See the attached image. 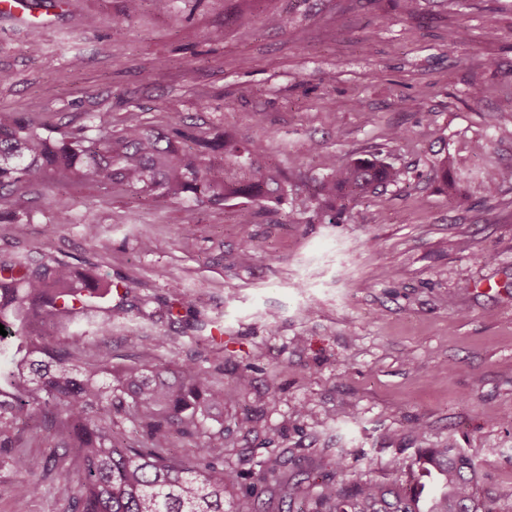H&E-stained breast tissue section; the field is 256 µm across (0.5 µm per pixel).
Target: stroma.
Segmentation results:
<instances>
[{"label":"stroma","instance_id":"stroma-1","mask_svg":"<svg viewBox=\"0 0 512 512\" xmlns=\"http://www.w3.org/2000/svg\"><path fill=\"white\" fill-rule=\"evenodd\" d=\"M28 3L40 48L28 25L0 22V111L59 132L162 128L179 112L194 138L264 143L259 165L284 180L247 226L242 199L218 209L95 184L35 191L28 223L0 222V256L89 262L130 288L103 338L113 366L192 360L231 385L226 498L255 491L284 512L337 463L383 480L418 449L456 448L479 497L512 512V183L481 184L512 165V0H421L412 17L399 0H144L132 17L123 0ZM376 158L397 182L336 223L317 216L330 161ZM78 331L79 363L95 362L103 339ZM243 371L249 387H233ZM27 453L43 489L17 498L23 474L1 464L0 512H67L52 444ZM274 457L280 483L259 482Z\"/></svg>","mask_w":512,"mask_h":512}]
</instances>
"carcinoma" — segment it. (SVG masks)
I'll use <instances>...</instances> for the list:
<instances>
[{
  "mask_svg": "<svg viewBox=\"0 0 512 512\" xmlns=\"http://www.w3.org/2000/svg\"><path fill=\"white\" fill-rule=\"evenodd\" d=\"M183 116L168 117L166 128L131 123L88 134L82 126L60 136L38 132L15 114L0 113V220L26 224L29 187L87 182L117 186L134 196L190 199L222 206L240 198L264 200L281 181L254 166L263 151L257 143L223 136L183 142ZM397 172L378 160L334 164L314 185L316 213L335 221L347 204L396 181ZM512 181V166L489 171V192ZM112 301V281L91 271L53 262L31 266L0 261V460L30 471L23 427L36 422L41 435L71 455L82 472L56 478L69 498V512H224V489L235 475L224 470V430H209L213 410L224 405V387L189 360L171 368L139 362L120 369L108 364L109 346L87 368L73 364L72 348L82 342L52 343L65 324L82 321L96 332H111V316L98 302ZM120 417L135 424L142 440L124 443L115 427ZM176 435L205 438L190 461L170 453ZM402 483L348 481L337 465L336 482L308 497L303 512H494L477 496L474 462L455 448H420ZM279 461L261 464L260 481L278 482ZM231 512H261L258 496L245 493Z\"/></svg>",
  "mask_w": 512,
  "mask_h": 512,
  "instance_id": "cac0c4a2",
  "label": "carcinoma"
}]
</instances>
